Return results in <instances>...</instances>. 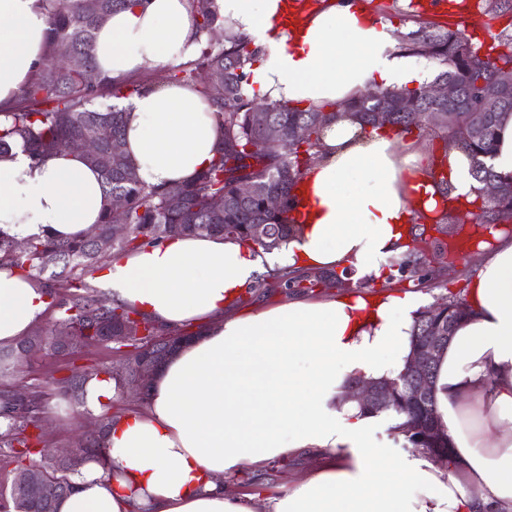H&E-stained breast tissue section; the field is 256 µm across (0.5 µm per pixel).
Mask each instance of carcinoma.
I'll return each instance as SVG.
<instances>
[{
  "label": "carcinoma",
  "mask_w": 512,
  "mask_h": 512,
  "mask_svg": "<svg viewBox=\"0 0 512 512\" xmlns=\"http://www.w3.org/2000/svg\"><path fill=\"white\" fill-rule=\"evenodd\" d=\"M137 0H55L48 18L50 39L43 64L20 89L16 106L11 112H0V155L13 149L25 153L35 162L71 151L80 141L98 128L112 131V139L104 142L90 165L103 178L106 200L100 224L80 240L53 237L28 240L23 253L14 250L16 238L0 230V267L9 266L22 275L36 280L44 274V293L58 308L52 337L42 338L35 331L17 345L0 349V376L9 375L15 365L36 349H56L55 337L70 331L86 343L103 336H128L133 348L141 347L137 339L140 330L153 335V322L136 309L125 305L101 306L98 292L85 276L100 270L114 256L137 250L144 245L166 238L196 233L220 234L226 239L253 244L270 250L288 240L294 225L288 212L294 204L291 190L311 165L320 147L325 129L343 117H351L360 125V133L376 130L371 112L383 103L405 102L401 112L393 113L392 128L399 134L422 136L429 133L442 143V156L432 160L431 177L441 188V200L436 202L431 218V230L413 234L412 249L387 262L390 272L413 278L422 268L448 267L445 238L458 232L451 208L448 179L437 167L447 165L448 147L464 150L472 161L474 176L481 184L493 181L500 192L495 197L479 188L482 199L475 214L476 225L497 224L512 219V178L498 175L487 158L494 150L496 130L501 120L512 113V91L489 96L498 72L512 66V54L497 51V44L512 43V33L504 29L495 37L497 43L474 42L459 30L421 21L417 29L400 39L401 48L424 57L438 67L434 81L453 82L460 94L462 106L455 112L444 113L435 121L434 108L424 97V87L396 90L376 86L370 95L350 102L331 105L332 111L287 108L278 104L260 105L243 91L248 81L247 64L253 62L257 50L244 36H224V42L213 39V32L224 21L212 10V0H189L197 27L196 53L179 64L161 68L152 76L157 83L181 84L197 88L220 118L224 147L205 170L190 182L165 188H147L138 183L136 174L123 151L124 120L122 109L103 100L129 98L140 93L144 83L128 81L115 85L97 73L94 56L95 33L115 11L125 9ZM487 14L496 19L512 12V0H485ZM95 74V82L83 78L84 71ZM277 124L284 134L282 143L267 144L262 140V128ZM301 126L304 135L294 138V128ZM118 151L112 150V142ZM251 182L267 192L277 194L282 201L277 212L265 208L262 195L244 197L241 184ZM182 193L185 204L180 211L166 207L170 192ZM125 199L121 213L112 210V197ZM221 197L224 208L217 211L213 201ZM127 224L129 234L114 241L111 225ZM264 225L265 235L256 232ZM110 241L104 251L97 250V240ZM276 280L284 288H297L301 280L289 273L268 274L258 281L265 286ZM463 304L448 297L442 307L428 306L420 310L412 327L413 342L428 335L431 327L448 328V317L455 316ZM98 372L83 371L71 378L55 382L61 393L78 404H84V386ZM405 389L398 385L385 410L403 418L391 430L413 448H421L429 458L443 468H449L448 442L423 441L420 429L433 423L435 401L429 399L422 407L413 408L404 401ZM38 401L23 404L8 390H0V453L15 463L14 474H32L26 498L17 500L11 492L0 490V512H55V502H42L34 495V482L42 476L58 481L66 494L74 490L72 477L78 469H65L50 459L31 460L30 451L41 435L38 425ZM112 418L105 417L98 434L93 437L94 457L106 456V428Z\"/></svg>",
  "instance_id": "cac0c4a2"
}]
</instances>
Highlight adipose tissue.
I'll return each mask as SVG.
<instances>
[{"mask_svg":"<svg viewBox=\"0 0 512 512\" xmlns=\"http://www.w3.org/2000/svg\"><path fill=\"white\" fill-rule=\"evenodd\" d=\"M226 30L246 34L259 56L249 97L327 110L379 84L414 89L430 65L398 47L394 28L355 0H324L283 24L287 0H214ZM53 0H0V112L44 56ZM188 0H138L96 33L99 72L121 82L196 48ZM123 150L141 184H184L216 156L224 136L193 88L149 84L120 101ZM420 144L349 119L332 122L304 172L296 230L270 252L220 235H182L111 259L100 287L159 324L203 325L151 377L147 406L118 416L105 461L87 462L57 512H512V239L471 273L465 315L444 349L436 410L453 464L424 452L375 446L378 419L344 400L349 380L397 378L412 352L416 295H341L236 312L245 288L275 270L348 265L386 277L407 252L412 225L431 214L437 189ZM459 204L477 196L468 155L448 150ZM99 172L82 152L32 162L0 157V229L20 240L80 239L99 224ZM43 289L0 268V346L30 334L47 311ZM289 456L324 464L288 488L235 485L244 467Z\"/></svg>","mask_w":512,"mask_h":512,"instance_id":"obj_1","label":"adipose tissue"}]
</instances>
